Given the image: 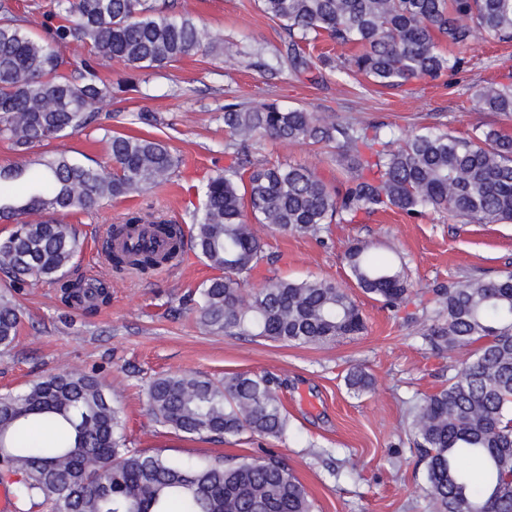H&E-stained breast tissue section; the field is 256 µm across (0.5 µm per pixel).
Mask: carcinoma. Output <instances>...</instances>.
<instances>
[{
    "mask_svg": "<svg viewBox=\"0 0 512 512\" xmlns=\"http://www.w3.org/2000/svg\"><path fill=\"white\" fill-rule=\"evenodd\" d=\"M265 14L288 32L286 55L295 75L325 79L331 58L304 47L325 35L350 51V70L383 87L436 77L462 67L443 42L462 51L482 33L512 41V0H261ZM470 23H461L462 18ZM87 54L71 61L59 47ZM202 50L188 15L165 13L156 0H57L38 35L26 33L0 4V138L18 151L80 133L97 119L108 92L98 58L132 69L162 67ZM483 108L512 118V83L477 94ZM233 161L206 183L202 209L189 225L137 213L112 226L104 256L111 268L148 275L175 259L190 237L200 258L219 272L198 289L197 321L226 336L292 345H322L359 336L362 312L352 295L326 280L269 278L247 289L264 260L265 244L251 221L280 234L316 239L331 223L400 210L411 217L446 211L479 224L512 223V136L472 127L468 137L425 129L398 137L384 124L344 120L333 112L224 105ZM321 144L336 150L347 177L331 184L314 170L255 157L260 140ZM110 171L61 153L43 163L23 196L13 186L25 171L0 168V221L14 229L0 240V345L18 336L14 293L28 284L55 286L68 308L87 313L105 304V281L71 278L80 250L76 229L54 219L88 211L106 199L149 190L181 159L164 142L123 133L108 136ZM141 225L171 241L165 254L141 245L115 250L112 239ZM343 261L363 293L391 310L410 296L406 265H393L363 241L345 247ZM433 316L413 334L455 361L448 385L422 398L411 431L425 464L433 512H512V273L468 279L433 291ZM155 424L190 438L219 441L249 433L280 438L287 417L275 379L236 373L215 381L162 375L148 390ZM474 456L476 480L459 461ZM13 482L14 512H313L305 487L281 457L229 461L170 460L127 445L125 422L94 373L64 371L17 392L0 393V470Z\"/></svg>",
    "mask_w": 512,
    "mask_h": 512,
    "instance_id": "obj_1",
    "label": "carcinoma"
}]
</instances>
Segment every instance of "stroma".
Returning <instances> with one entry per match:
<instances>
[{
	"instance_id": "obj_1",
	"label": "stroma",
	"mask_w": 512,
	"mask_h": 512,
	"mask_svg": "<svg viewBox=\"0 0 512 512\" xmlns=\"http://www.w3.org/2000/svg\"><path fill=\"white\" fill-rule=\"evenodd\" d=\"M165 9L193 16L211 48L161 69L134 71L101 59L99 73L112 95L98 105V124L25 153L0 139V167L18 165L32 172L60 153L111 167L106 135L112 131L162 140L182 159L164 184L65 216L81 242L75 272L107 278L110 300L88 315L62 305L50 283L22 289L17 295L20 334L11 346H0V392L21 390L62 371H94L123 414L130 447L171 459L257 458L271 450L303 484L315 512H432L409 425L414 405L446 386L451 360L412 336L411 323L430 315L434 289L465 277L489 280L512 271V224H463L444 212L412 218L393 209L357 224L330 225L319 241L256 225L267 257L254 271L251 287L271 277L325 279L346 289L359 305L365 332L322 347L207 333L194 308L198 286L213 271L193 249H186L182 263L143 277L112 272L101 240L109 225L121 223L129 212L160 214L179 223L199 205L203 186L228 162L224 106L229 102L334 112L391 126L400 135L425 127L465 135L478 122L512 134V120L478 111L474 101L482 87L512 81V43L479 35L459 70L381 88L354 73L323 81L292 74L285 58L287 36L258 0H166ZM140 111L154 113L157 125L135 122ZM258 155L310 167L331 183L340 176L335 155L316 146L264 141ZM356 239L407 262L413 295L398 311L356 287L342 260L346 245ZM354 368L373 380L357 395L346 385ZM232 373L276 378L288 416L284 438L245 433L214 443L184 437L151 420L147 389L155 377L220 379Z\"/></svg>"
}]
</instances>
